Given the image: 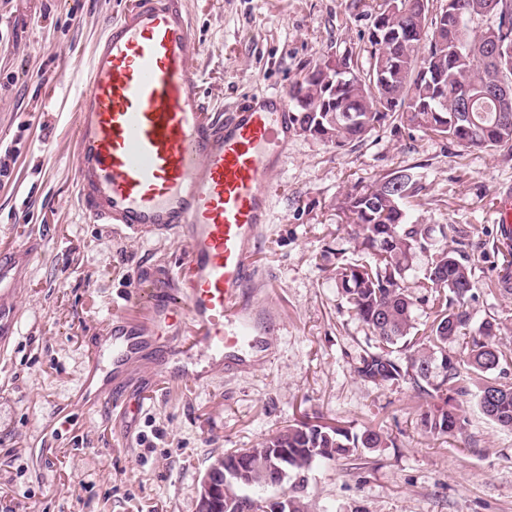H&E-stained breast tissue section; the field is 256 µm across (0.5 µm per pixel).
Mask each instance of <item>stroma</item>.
Masks as SVG:
<instances>
[{
  "instance_id": "obj_1",
  "label": "stroma",
  "mask_w": 512,
  "mask_h": 512,
  "mask_svg": "<svg viewBox=\"0 0 512 512\" xmlns=\"http://www.w3.org/2000/svg\"><path fill=\"white\" fill-rule=\"evenodd\" d=\"M134 0H0V249L41 247L18 288L21 317L0 356V512H196L212 456L254 448L305 416L375 426L393 447L317 465L311 512H512V430L461 405V434H425L429 401L408 384L380 387L355 367L375 339L338 290L336 265L358 259L338 210L343 196L416 168L424 224L469 227L475 320L496 316L512 341V295L496 286L492 250L499 190L512 150L463 151L417 130H373L336 149L293 135L274 176L256 256L258 299L283 327L270 360L203 384L157 377L132 443L111 411L79 399L94 336L112 313L135 314L149 287H172L183 247L87 222L73 167L78 95L109 20ZM379 0H187L192 67L208 112L289 86L316 62L367 61ZM58 80L44 81V74Z\"/></svg>"
}]
</instances>
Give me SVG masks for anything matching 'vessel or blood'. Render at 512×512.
Here are the masks:
<instances>
[{"instance_id":"vessel-or-blood-1","label":"vessel or blood","mask_w":512,"mask_h":512,"mask_svg":"<svg viewBox=\"0 0 512 512\" xmlns=\"http://www.w3.org/2000/svg\"><path fill=\"white\" fill-rule=\"evenodd\" d=\"M90 61L77 111L74 180L86 216L132 233L175 232L185 248L177 286L155 289L142 316L113 314L91 347L126 422L156 373L195 382L249 368L282 327L272 301H257L255 254L268 223L273 175L287 157V92L207 114L190 64L185 0H139L109 25ZM499 234L512 237V191L496 205ZM36 239L0 259V351L13 335L15 292Z\"/></svg>"}]
</instances>
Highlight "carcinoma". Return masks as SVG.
<instances>
[{
    "label": "carcinoma",
    "instance_id": "carcinoma-1",
    "mask_svg": "<svg viewBox=\"0 0 512 512\" xmlns=\"http://www.w3.org/2000/svg\"><path fill=\"white\" fill-rule=\"evenodd\" d=\"M418 4L407 0L398 7H407L409 23L423 31L422 38L407 35L397 16L376 12L368 67L359 69L352 83L331 92L308 69L289 87L295 132L342 148L388 125L432 134L464 150L512 148V96L496 104L482 94L499 77L512 84V0H463L462 12L441 9L440 19L418 11ZM380 25L390 36L377 40L374 31ZM465 89L472 111L455 122L457 94ZM301 95L334 100L332 111H300ZM400 173V183H389L386 174L347 193L339 206L361 258L336 267V285L376 341L355 372L380 386L408 383L420 395L441 399L421 418L431 436L451 437L461 429L458 401L467 396L475 397L486 418L512 429V383L493 377L512 362V348L499 341L496 318L475 325L469 310L475 298L474 269L465 255L470 231L455 224L435 229L420 223L408 204L422 196V177L411 168ZM436 231L451 244L436 245ZM497 254L502 256L495 260L499 281L511 295L512 240L500 243ZM409 277L423 295L409 291ZM419 302L430 304L423 323L414 315ZM391 443L379 428L357 433L305 417L263 442L265 448L288 449V476L281 479L265 464H256L246 481L228 486L224 512H241L243 502L251 512H266L265 489L275 484L284 486L288 512H308L298 492L315 464Z\"/></svg>",
    "mask_w": 512,
    "mask_h": 512
}]
</instances>
